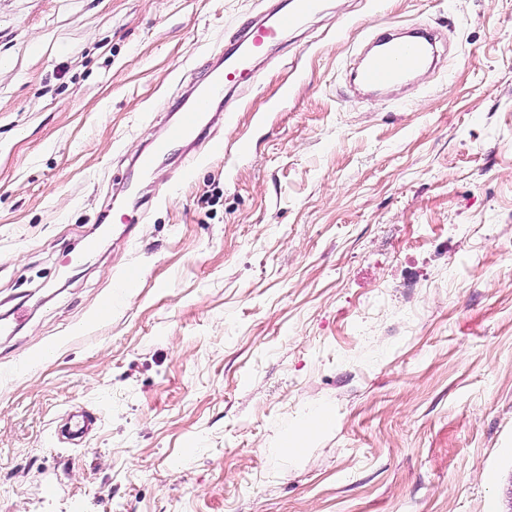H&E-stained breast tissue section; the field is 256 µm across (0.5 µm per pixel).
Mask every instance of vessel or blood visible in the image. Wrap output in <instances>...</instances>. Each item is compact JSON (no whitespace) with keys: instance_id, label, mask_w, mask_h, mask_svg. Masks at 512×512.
I'll list each match as a JSON object with an SVG mask.
<instances>
[{"instance_id":"b4317fda","label":"vessel or blood","mask_w":512,"mask_h":512,"mask_svg":"<svg viewBox=\"0 0 512 512\" xmlns=\"http://www.w3.org/2000/svg\"><path fill=\"white\" fill-rule=\"evenodd\" d=\"M323 0H293L290 9L276 13L273 20L252 23L238 30L228 48L217 55L210 66L207 80L187 95L179 96V121L167 124L155 150L139 154L136 162L143 172H150L160 153L171 146L187 142L197 131L203 118L223 100L224 90L247 81L249 61L268 46L280 43L284 34L299 26L321 9ZM378 50L366 56L355 74L357 83L365 88L393 85L405 80L410 65H422L434 53L432 35L418 32L413 39L397 41L391 37L377 38Z\"/></svg>"}]
</instances>
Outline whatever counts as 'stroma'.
I'll list each match as a JSON object with an SVG mask.
<instances>
[{
    "mask_svg": "<svg viewBox=\"0 0 512 512\" xmlns=\"http://www.w3.org/2000/svg\"><path fill=\"white\" fill-rule=\"evenodd\" d=\"M268 2L0 0V512H512V0H324L140 174ZM411 37L403 41L387 35L376 38L379 51L363 59L355 74L357 83L365 88L399 84L405 80L409 64L424 65L434 53V38L424 32ZM335 417V411L330 406L321 405L312 410L311 416L302 422L294 431L293 439L308 440L315 436L320 429Z\"/></svg>",
    "mask_w": 512,
    "mask_h": 512,
    "instance_id": "1",
    "label": "stroma"
}]
</instances>
